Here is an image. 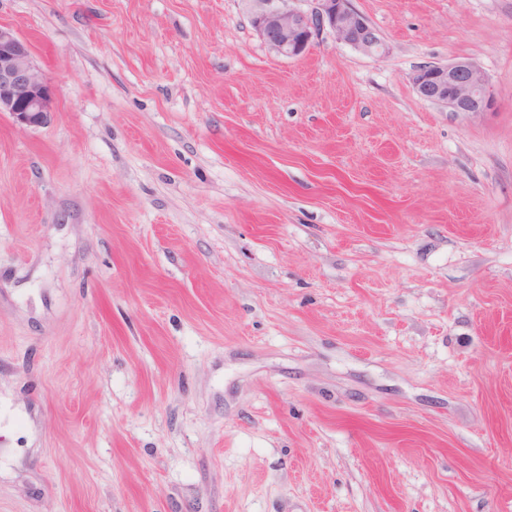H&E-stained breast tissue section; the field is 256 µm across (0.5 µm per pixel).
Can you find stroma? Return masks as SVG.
<instances>
[{
    "label": "stroma",
    "instance_id": "stroma-1",
    "mask_svg": "<svg viewBox=\"0 0 512 512\" xmlns=\"http://www.w3.org/2000/svg\"><path fill=\"white\" fill-rule=\"evenodd\" d=\"M0 0V512H512V0ZM465 59L489 111L421 99ZM254 30L278 56L299 58L307 54L321 33L328 30L337 42L367 55H382L386 45L379 32L350 0H241ZM290 2H306L293 8ZM20 126L41 127L55 110L51 86L34 64L27 41L0 24V113Z\"/></svg>",
    "mask_w": 512,
    "mask_h": 512
}]
</instances>
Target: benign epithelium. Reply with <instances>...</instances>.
Wrapping results in <instances>:
<instances>
[{"label": "benign epithelium", "instance_id": "7a95c632", "mask_svg": "<svg viewBox=\"0 0 512 512\" xmlns=\"http://www.w3.org/2000/svg\"><path fill=\"white\" fill-rule=\"evenodd\" d=\"M254 30L278 56L307 54L321 33L329 31L337 42L367 55H382L386 45L379 32L350 0H304L308 7L293 8L292 0H241ZM417 95L450 112L490 110L492 99L484 72L474 63H427L410 75ZM8 113L20 126L41 127L54 114L53 93L34 64L31 48L18 32L0 24V113Z\"/></svg>", "mask_w": 512, "mask_h": 512}]
</instances>
